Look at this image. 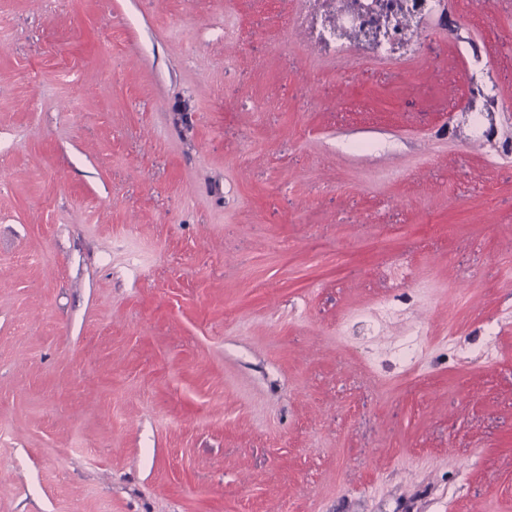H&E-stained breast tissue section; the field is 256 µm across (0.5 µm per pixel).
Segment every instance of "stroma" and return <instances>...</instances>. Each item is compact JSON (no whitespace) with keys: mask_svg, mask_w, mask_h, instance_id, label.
I'll return each mask as SVG.
<instances>
[{"mask_svg":"<svg viewBox=\"0 0 512 512\" xmlns=\"http://www.w3.org/2000/svg\"><path fill=\"white\" fill-rule=\"evenodd\" d=\"M335 10L0 0V512H512V0ZM382 2V8L379 12H367L359 15H352L348 12H341L336 9L333 26L344 33L341 39L336 38V48L343 51L347 47V41L363 38V30H370L380 26L381 35L386 33L387 26L389 30L396 32L401 41H412V35L408 33L406 22L412 23L419 20L415 13L433 0H379ZM401 6L405 13H400ZM414 13V14H412Z\"/></svg>","mask_w":512,"mask_h":512,"instance_id":"1","label":"stroma"}]
</instances>
